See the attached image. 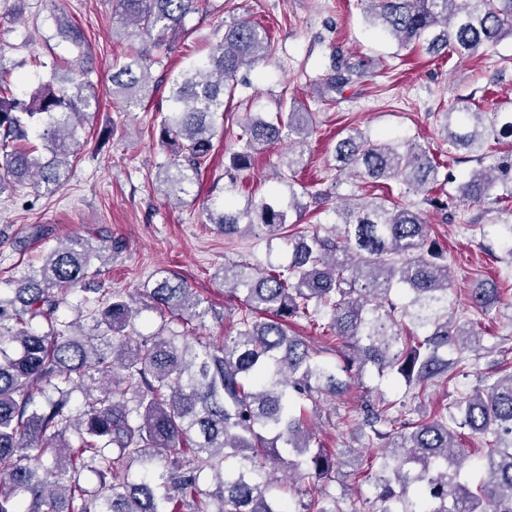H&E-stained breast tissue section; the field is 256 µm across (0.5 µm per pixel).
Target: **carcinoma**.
Here are the masks:
<instances>
[{"instance_id": "cac0c4a2", "label": "carcinoma", "mask_w": 512, "mask_h": 512, "mask_svg": "<svg viewBox=\"0 0 512 512\" xmlns=\"http://www.w3.org/2000/svg\"><path fill=\"white\" fill-rule=\"evenodd\" d=\"M201 2L118 5L125 26L172 46ZM364 2L373 26L401 48L423 42L431 54L468 57L512 33V0ZM54 21L76 55L65 69L34 58L49 77L30 94L15 95L13 67L0 55V187L29 183L51 193L64 186L82 147L79 128L99 109L82 31L63 12ZM273 51L264 29L234 18L209 55L172 80L159 140L173 160L159 164L156 177L170 198L182 200L207 168L224 95L234 94L230 81ZM152 64L145 48L114 63L112 96H147ZM354 76H364L363 68L336 66L315 81L318 100H333ZM240 130L243 145L232 161L243 169L268 145L305 143L313 113L283 100L272 120L249 113ZM443 132L451 145L482 160L490 141L512 136V101L484 110L460 98L444 113ZM336 173L393 180L421 200L344 199L333 207L339 232L325 236L287 223V209L301 206L292 190L286 209L257 207L246 227H262L269 242L288 241L290 261L260 273L247 264L224 267V284L243 295L244 310L219 346L185 336L211 307L163 271L149 292L159 326L147 338L136 332L139 311L130 292L106 286L92 269L122 250L117 241L70 237L18 287L0 291V512H296L273 492L275 466L284 465L290 480L329 481L336 455L309 430L295 397L316 409L369 364L408 387L402 421L381 399L365 409L364 424L383 447L376 512H512V373L454 404L459 426L488 441L473 487L458 480L464 458L448 416L419 414L428 389L454 382L464 354L479 355L482 341L448 308L453 280L443 253L428 246L426 208L446 218L460 204H483L497 188V198L512 199V152L457 181L420 144L351 128L336 143ZM441 181L458 182L456 193L434 195ZM208 216L226 236L241 230L242 213L228 198L211 202ZM398 286L412 296L401 307L392 299ZM89 292L101 298L90 315L103 336H84L77 320L59 317L72 294H80L78 311L86 309ZM497 302V289H471L473 311L485 313ZM295 319L341 345L338 369L346 380L321 360L319 348L288 334ZM447 348L456 358L441 357ZM76 392L84 395L78 406ZM381 422L394 429L380 432ZM85 470L98 486L83 485ZM205 472L212 490L201 487ZM301 509L344 512L328 496Z\"/></svg>"}]
</instances>
